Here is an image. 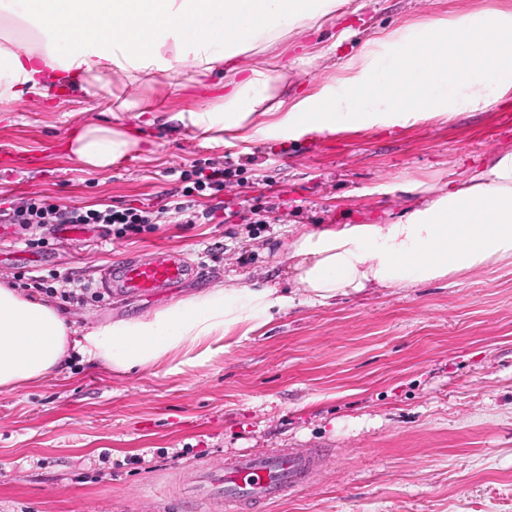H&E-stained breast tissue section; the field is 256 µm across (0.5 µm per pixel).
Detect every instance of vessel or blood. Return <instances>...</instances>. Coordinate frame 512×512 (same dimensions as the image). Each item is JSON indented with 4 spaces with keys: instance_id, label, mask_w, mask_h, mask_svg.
Masks as SVG:
<instances>
[{
    "instance_id": "b4317fda",
    "label": "vessel or blood",
    "mask_w": 512,
    "mask_h": 512,
    "mask_svg": "<svg viewBox=\"0 0 512 512\" xmlns=\"http://www.w3.org/2000/svg\"><path fill=\"white\" fill-rule=\"evenodd\" d=\"M196 270L184 253L165 249L148 261L107 267L104 277L111 292L152 294L177 286ZM319 460L315 449L298 456L274 450L242 453L220 472L198 467L191 490L195 512H214L218 507L224 512H246L253 504L283 499L313 481Z\"/></svg>"
}]
</instances>
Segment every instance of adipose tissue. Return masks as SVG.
<instances>
[{"mask_svg": "<svg viewBox=\"0 0 512 512\" xmlns=\"http://www.w3.org/2000/svg\"><path fill=\"white\" fill-rule=\"evenodd\" d=\"M347 0H0V16L21 14L42 42L0 44V98L44 95L48 86L79 81L98 86L106 72L170 74L191 66L195 83L238 74L247 51L291 30H310L316 18ZM395 64L378 78L376 54L363 50L347 76L315 94L287 102L285 73L251 67L210 109L182 119L203 135L236 133L265 139L307 125L337 132L482 112L512 95V12H464L389 37ZM138 139L89 127L75 139L78 161L104 170ZM288 274L308 300L323 302L369 288H403L512 261V151L419 207L383 224L304 228L288 243ZM276 286L222 282L151 314L122 319L75 336L53 306L0 286V388L43 378L68 350L117 372L152 368L171 358L192 364L235 332L258 327V314L282 309Z\"/></svg>", "mask_w": 512, "mask_h": 512, "instance_id": "1", "label": "adipose tissue"}]
</instances>
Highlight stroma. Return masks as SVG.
Returning a JSON list of instances; mask_svg holds the SVG:
<instances>
[{
  "label": "stroma",
  "instance_id": "stroma-1",
  "mask_svg": "<svg viewBox=\"0 0 512 512\" xmlns=\"http://www.w3.org/2000/svg\"><path fill=\"white\" fill-rule=\"evenodd\" d=\"M512 10V0H350L321 29L292 32L242 56L285 68L288 95L318 92L365 41L451 19ZM108 74L135 109L83 91L0 99V193L89 207L163 205L186 174L224 166L219 196H195L197 223L168 212L139 234L75 231L28 251L0 237V283L53 276L48 296L82 330L136 318L221 280L276 283L284 310L189 365L172 360L120 374L71 353L48 378L0 392V512H191L202 464L245 451L316 448L319 476L262 512H512V263L408 288H373L320 304L288 280L293 230L381 224L415 208L405 185L444 189L485 157L512 150V96L483 112L405 126L214 145L174 116L209 107L215 90ZM134 135L106 171L70 145L87 127ZM176 249L201 271L179 287L98 302H64L67 276L103 290L101 269Z\"/></svg>",
  "mask_w": 512,
  "mask_h": 512
}]
</instances>
